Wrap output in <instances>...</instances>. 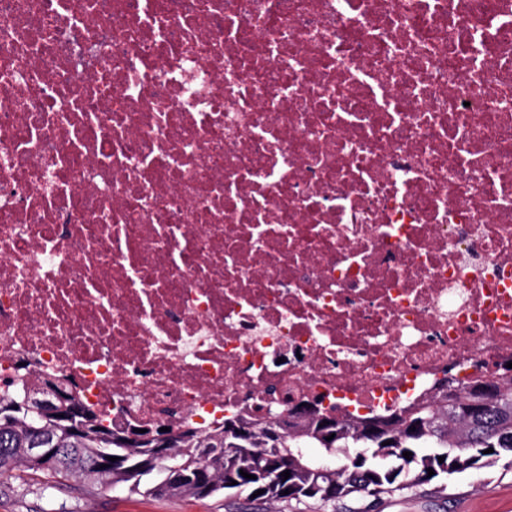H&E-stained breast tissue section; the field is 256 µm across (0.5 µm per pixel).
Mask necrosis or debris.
<instances>
[{
  "mask_svg": "<svg viewBox=\"0 0 512 512\" xmlns=\"http://www.w3.org/2000/svg\"><path fill=\"white\" fill-rule=\"evenodd\" d=\"M511 361L512 0H0V388L177 431Z\"/></svg>",
  "mask_w": 512,
  "mask_h": 512,
  "instance_id": "obj_1",
  "label": "necrosis or debris"
}]
</instances>
